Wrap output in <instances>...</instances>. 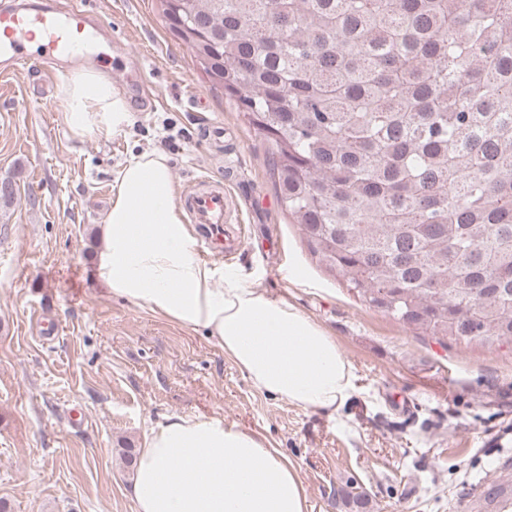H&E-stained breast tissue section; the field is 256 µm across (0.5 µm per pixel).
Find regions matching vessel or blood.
I'll list each match as a JSON object with an SVG mask.
<instances>
[{
	"label": "vessel or blood",
	"instance_id": "b4317fda",
	"mask_svg": "<svg viewBox=\"0 0 512 512\" xmlns=\"http://www.w3.org/2000/svg\"><path fill=\"white\" fill-rule=\"evenodd\" d=\"M88 18L75 8L66 14L36 15L13 10L0 11V73L10 74L23 67L43 65V58L28 52L24 41L33 29H40L50 46L72 51L90 40ZM184 206L199 229L197 250L202 259L214 255V245H223L225 253L237 249L244 227L232 223L239 204L224 188L223 181L199 178L184 196Z\"/></svg>",
	"mask_w": 512,
	"mask_h": 512
}]
</instances>
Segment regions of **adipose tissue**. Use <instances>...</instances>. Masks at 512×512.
<instances>
[{
    "mask_svg": "<svg viewBox=\"0 0 512 512\" xmlns=\"http://www.w3.org/2000/svg\"><path fill=\"white\" fill-rule=\"evenodd\" d=\"M59 94L73 139H109L131 121L122 93L93 65L72 68ZM93 273L109 295L204 332L260 392L333 415L357 391L334 336L293 303L199 258L163 151L131 155L118 171ZM129 494L136 512H307L287 458L198 414L170 415L150 429Z\"/></svg>",
    "mask_w": 512,
    "mask_h": 512,
    "instance_id": "1",
    "label": "adipose tissue"
}]
</instances>
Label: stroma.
<instances>
[{"label": "stroma", "instance_id": "1", "mask_svg": "<svg viewBox=\"0 0 512 512\" xmlns=\"http://www.w3.org/2000/svg\"><path fill=\"white\" fill-rule=\"evenodd\" d=\"M106 26L85 50L131 124L74 140L53 76L0 75V500L9 512H135L126 453L169 415L206 414L259 435L298 468L308 512H481L512 462V348L421 339L321 268L281 209L272 151L169 32L157 0H51ZM224 128L215 142L208 123ZM170 158L177 192L211 175L242 198L250 235L225 260L335 337L358 392L336 415L254 389L202 332L106 295L93 277L114 178L135 153ZM82 420H75V412Z\"/></svg>", "mask_w": 512, "mask_h": 512}]
</instances>
